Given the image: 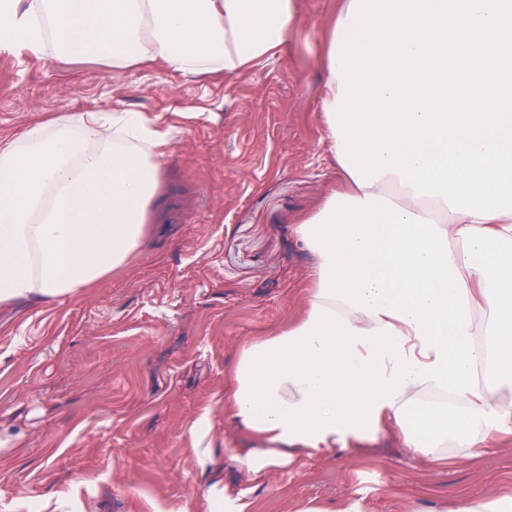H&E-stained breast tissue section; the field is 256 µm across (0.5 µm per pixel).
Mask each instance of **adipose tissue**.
Returning <instances> with one entry per match:
<instances>
[{
    "label": "adipose tissue",
    "instance_id": "adipose-tissue-1",
    "mask_svg": "<svg viewBox=\"0 0 512 512\" xmlns=\"http://www.w3.org/2000/svg\"><path fill=\"white\" fill-rule=\"evenodd\" d=\"M297 0H0V52L102 47L123 72L160 62L184 76L240 73L276 56ZM126 135L150 144L139 153ZM168 131L139 112L50 118L0 140V305L78 294L124 267L139 247ZM295 233L314 258L301 317L242 349L225 405L259 446L250 476L296 455L401 430L429 462L451 437L477 453L512 416L487 384L512 389V215L450 212L414 196L399 175L344 186ZM492 346L475 341L477 331ZM451 390L463 412L407 425L402 400Z\"/></svg>",
    "mask_w": 512,
    "mask_h": 512
}]
</instances>
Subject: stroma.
I'll list each match as a JSON object with an SVG mask.
<instances>
[{"instance_id":"stroma-1","label":"stroma","mask_w":512,"mask_h":512,"mask_svg":"<svg viewBox=\"0 0 512 512\" xmlns=\"http://www.w3.org/2000/svg\"><path fill=\"white\" fill-rule=\"evenodd\" d=\"M288 44L240 74L115 72L101 55L0 54V138L47 117L142 112L171 133L128 268L51 302L0 306V512H452L512 494V436L430 463L398 427L259 479L224 412L250 338L306 302L294 228L339 186L316 66L339 0H298Z\"/></svg>"}]
</instances>
